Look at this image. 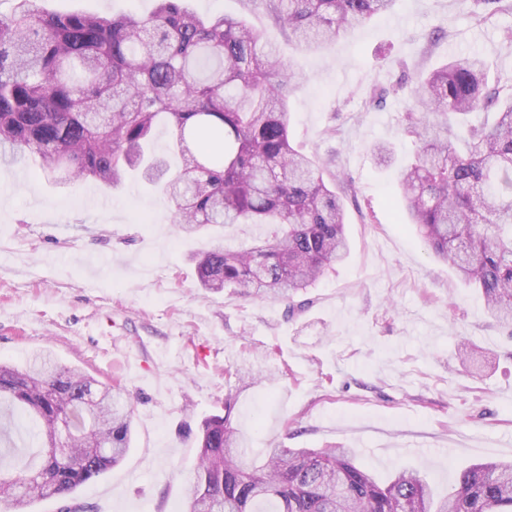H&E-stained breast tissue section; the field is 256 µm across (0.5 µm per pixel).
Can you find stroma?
Instances as JSON below:
<instances>
[{"mask_svg":"<svg viewBox=\"0 0 512 512\" xmlns=\"http://www.w3.org/2000/svg\"><path fill=\"white\" fill-rule=\"evenodd\" d=\"M199 14L244 18L289 60L293 143L334 159L350 253L285 301L201 288L194 253L213 239L249 245L258 229L226 224L188 237L166 197L138 178L99 188L56 185L38 162L0 159V362L41 353L100 380L120 378L134 408L124 461L75 494L87 512H179L198 464V430L236 402L254 454L354 450L386 479L412 467L447 493L461 469L512 460V328L426 250L400 198L415 148L404 133L414 71L451 53H478L488 79L512 75V15L480 22L468 0H397L388 14L319 50H303L253 0H190ZM50 10L148 15L154 0H48ZM391 87L366 107L372 87ZM335 136H326L327 128ZM392 151L383 163L373 152ZM477 357L460 359V340ZM288 377L226 385V365Z\"/></svg>","mask_w":512,"mask_h":512,"instance_id":"1","label":"stroma"}]
</instances>
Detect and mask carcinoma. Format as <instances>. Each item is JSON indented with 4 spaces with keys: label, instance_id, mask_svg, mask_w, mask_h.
Returning a JSON list of instances; mask_svg holds the SVG:
<instances>
[{
    "label": "carcinoma",
    "instance_id": "carcinoma-1",
    "mask_svg": "<svg viewBox=\"0 0 512 512\" xmlns=\"http://www.w3.org/2000/svg\"><path fill=\"white\" fill-rule=\"evenodd\" d=\"M46 0H13L0 17V147L38 156L55 183L121 186L132 170L158 187L177 232L257 224L252 243L219 240L195 254L201 287L231 296L293 302L349 242L330 162L290 137L277 49L245 20L205 17L186 0H156L146 17L54 14ZM268 16L306 49H317L395 0H263ZM489 19L509 0H472ZM487 63L459 56L414 75L404 131L417 146L401 171L411 223L432 254L479 290L485 309L512 327V75L491 85ZM493 122L475 123L479 110ZM171 130L173 168L148 153L157 123ZM93 402L88 419L83 404ZM235 405L202 421L199 463L184 512H512V461L471 464L438 495L407 469L380 481L345 448H268L249 455ZM133 409L126 388L104 383L49 354L24 369L0 364V504L66 500L124 460ZM39 448L32 464L29 443Z\"/></svg>",
    "mask_w": 512,
    "mask_h": 512
}]
</instances>
